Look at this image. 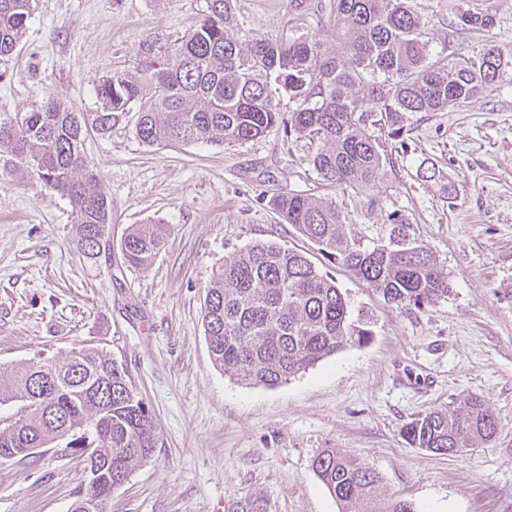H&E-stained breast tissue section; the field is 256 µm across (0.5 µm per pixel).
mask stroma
Instances as JSON below:
<instances>
[{"instance_id": "35a3bbf8", "label": "stroma", "mask_w": 512, "mask_h": 512, "mask_svg": "<svg viewBox=\"0 0 512 512\" xmlns=\"http://www.w3.org/2000/svg\"><path fill=\"white\" fill-rule=\"evenodd\" d=\"M415 4L433 53L512 46V0ZM485 6L497 14L492 31L461 26L463 11ZM206 11L207 0H33L17 52L0 59V121L49 97L97 111L96 85L130 67L146 35L176 39ZM233 25L243 40L309 33L341 52L329 19H298L291 0H236ZM135 123L127 114L84 148L112 204V242L132 224L169 228L144 269L125 267L116 251L85 255L69 201L0 153V363L103 348L155 422L152 458L114 490L107 512H215L255 497L266 512H339L312 468L326 448L375 469L385 493L416 512H512V79L451 111L412 114L393 168L360 194L322 182L306 146L288 143L279 125L222 149L148 146ZM429 167L435 177H425ZM278 191L331 199L358 236L391 214L406 218L447 273V297L406 310L328 266L352 313L368 315L371 341L275 388L225 377L202 325L213 271L265 240L322 260L270 206ZM467 395L494 412L491 440L453 456L406 444L410 418ZM87 481L72 449L0 461V512H69Z\"/></svg>"}]
</instances>
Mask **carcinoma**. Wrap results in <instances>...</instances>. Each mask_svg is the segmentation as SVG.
Masks as SVG:
<instances>
[{
	"label": "carcinoma",
	"instance_id": "cac0c4a2",
	"mask_svg": "<svg viewBox=\"0 0 512 512\" xmlns=\"http://www.w3.org/2000/svg\"><path fill=\"white\" fill-rule=\"evenodd\" d=\"M33 0H0V58L25 35ZM300 17L325 12L342 51L327 55L309 34L288 38L232 32L231 0H208L207 14L186 35L162 47L149 35L132 67L96 87L97 112H76L47 98L0 123V151L10 152L66 197L80 249L97 255L110 246L111 203L85 155L88 132L106 136L137 111L135 133L147 145L239 146L283 125L290 142L316 143L310 163L328 185L363 191L393 164L386 140L399 141L409 116L443 112L472 101L512 70V48L493 44L476 57L433 58L424 22L412 0H293ZM460 22L490 31L495 12L466 11ZM288 96L292 107L281 108ZM271 205L285 223L384 299L423 310L448 295V277L418 242L412 225L393 218L374 237L345 232L336 205L324 197L277 192ZM167 236L163 224H131L121 238L123 264L151 265ZM212 361L245 385L277 387L348 346L369 341L362 317L308 254L267 240L224 261L206 287L202 316ZM44 365H0V405H18L0 418V448L20 459L33 448H90L86 468L123 484L157 444L150 409L123 365L104 350L83 347L50 365L51 397L30 387ZM494 413L477 396L420 414L402 428L414 448L456 455L465 444L492 438ZM312 467L340 512H415L412 503L382 495L381 476L334 448Z\"/></svg>",
	"mask_w": 512,
	"mask_h": 512
}]
</instances>
